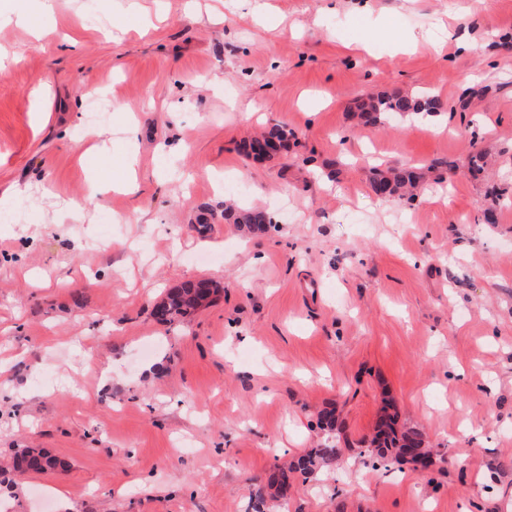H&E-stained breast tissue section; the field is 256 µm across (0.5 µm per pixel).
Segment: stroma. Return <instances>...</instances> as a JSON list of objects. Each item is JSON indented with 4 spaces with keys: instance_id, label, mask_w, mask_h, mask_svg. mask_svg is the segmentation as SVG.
<instances>
[{
    "instance_id": "stroma-1",
    "label": "stroma",
    "mask_w": 512,
    "mask_h": 512,
    "mask_svg": "<svg viewBox=\"0 0 512 512\" xmlns=\"http://www.w3.org/2000/svg\"><path fill=\"white\" fill-rule=\"evenodd\" d=\"M0 53V465L63 463L0 507L252 512L320 412L357 442L389 404L445 460L346 448L267 512H512V0H11ZM392 92L446 110L361 125ZM273 123L287 150L244 157ZM131 156L138 193L91 197ZM402 166L416 199L376 196ZM283 200L274 229L222 219ZM199 278L212 302L153 318ZM290 134V131L285 126L279 124L268 126L258 136L251 137L244 141L242 151L246 158L257 157L254 153L262 146L261 144L268 143L273 140L281 141L282 148H285ZM200 283V279L186 281L167 291L155 303L153 317L161 323H171L191 316L204 303L199 295ZM56 459L36 448H26L13 462V469L23 473L27 471L45 472L56 468Z\"/></svg>"
}]
</instances>
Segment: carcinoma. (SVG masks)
Here are the masks:
<instances>
[{
  "instance_id": "cac0c4a2",
  "label": "carcinoma",
  "mask_w": 512,
  "mask_h": 512,
  "mask_svg": "<svg viewBox=\"0 0 512 512\" xmlns=\"http://www.w3.org/2000/svg\"><path fill=\"white\" fill-rule=\"evenodd\" d=\"M445 111L444 103L436 96L426 94L409 96L399 92L390 95L370 97L358 105V119L364 126L377 125L387 114L405 113H439ZM290 131L279 124L271 125L259 135L244 141L242 151L248 158L254 156L261 144L279 140L288 143ZM416 184L415 173L406 168L392 170L391 175L383 176L373 182L372 190L378 196H403ZM224 222L241 224L250 230L264 229L272 223L270 213L261 207L236 209L224 207ZM201 280L186 281L172 288L155 303L152 309L153 317L161 323H171L175 320L191 316L201 305L199 295ZM317 426L325 432V437L318 447L298 461L287 466L276 467L268 480V486L284 493L292 485L297 476H304L325 465L340 460L341 444L348 443L342 430L337 424L333 411L319 414ZM371 457L379 462L402 464L409 461L407 449L418 451L417 457L428 459L433 455L423 431L416 427L405 428L398 425L397 418L386 412L380 414L371 439L361 441ZM56 468V459L36 448H26L19 453L13 462V469L23 473L27 471L45 472Z\"/></svg>"
}]
</instances>
